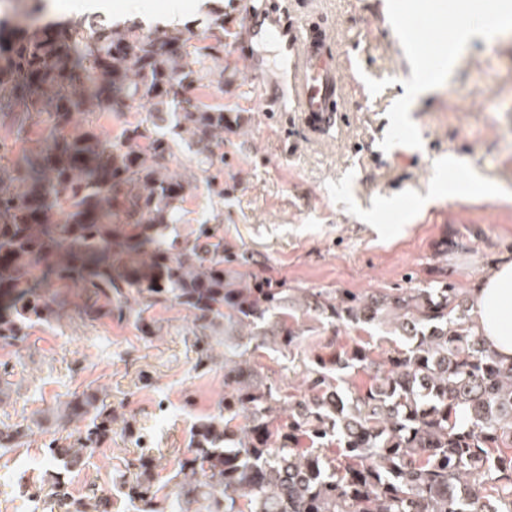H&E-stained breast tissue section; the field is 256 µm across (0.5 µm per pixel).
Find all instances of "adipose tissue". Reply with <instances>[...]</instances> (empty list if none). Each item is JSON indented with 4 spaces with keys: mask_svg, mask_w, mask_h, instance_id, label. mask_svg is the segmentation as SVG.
Returning a JSON list of instances; mask_svg holds the SVG:
<instances>
[{
    "mask_svg": "<svg viewBox=\"0 0 512 512\" xmlns=\"http://www.w3.org/2000/svg\"><path fill=\"white\" fill-rule=\"evenodd\" d=\"M473 321L490 348L512 361V252L495 266L470 293Z\"/></svg>",
    "mask_w": 512,
    "mask_h": 512,
    "instance_id": "ef3b65f1",
    "label": "adipose tissue"
}]
</instances>
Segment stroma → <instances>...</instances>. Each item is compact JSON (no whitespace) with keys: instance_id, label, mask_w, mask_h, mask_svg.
<instances>
[{"instance_id":"stroma-1","label":"stroma","mask_w":512,"mask_h":512,"mask_svg":"<svg viewBox=\"0 0 512 512\" xmlns=\"http://www.w3.org/2000/svg\"><path fill=\"white\" fill-rule=\"evenodd\" d=\"M289 15L325 26L347 54L341 117L328 138L309 134L295 112H268L235 44L237 0H181L180 28L203 35L224 16V86L208 102L237 118L224 136V243L248 280L266 274L292 288L357 293L418 287L445 275L474 288L496 258L512 251V28L493 41H456L449 22L469 25L448 0H287ZM46 22L98 14L121 24L164 20L171 0H47ZM421 52L444 43L446 56L424 92L410 93L415 65L397 47ZM72 297L62 319L35 327L20 354L0 349V420L25 422L27 446L0 458V512H51L31 504L15 476L32 484L45 470L60 401L103 390L137 433L114 431L89 465L70 476L74 492L114 486L125 460L149 455L170 482L190 431L224 395V361L233 359L301 395L304 365L358 343L374 352L401 339L387 325L330 326L296 311L294 357L238 336H211L216 358L197 365L189 314L168 304L151 315L160 331L141 335L132 322H92Z\"/></svg>"}]
</instances>
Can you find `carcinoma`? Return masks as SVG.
Masks as SVG:
<instances>
[{
	"label": "carcinoma",
	"mask_w": 512,
	"mask_h": 512,
	"mask_svg": "<svg viewBox=\"0 0 512 512\" xmlns=\"http://www.w3.org/2000/svg\"><path fill=\"white\" fill-rule=\"evenodd\" d=\"M19 2L0 13V112H13L16 139L42 137L14 170L0 165V347H24L77 294L86 319L117 315L144 335L159 332L155 306L182 307L200 365L214 359L205 338L224 324L293 353L288 285L226 266L217 174L232 124L197 94L224 86L211 65L224 52V15L197 39L99 16L50 34L44 0ZM134 103L147 118L110 139L96 133L100 114ZM183 146L192 167L178 165ZM203 187L211 212L194 235L169 237ZM300 308L333 327L391 325L406 344L311 361L305 393L285 408L273 382L224 359V398L193 427L177 491L158 484L152 457L125 461L133 478L120 485L137 512H512V363L476 332L467 292L444 277L397 294L307 291ZM359 373L367 380L350 387ZM244 409L251 422L235 432ZM118 421L133 434L96 390L59 402L49 487L31 497L45 494L57 512H108L102 488L76 495L65 473L86 466ZM30 431L0 421V455L27 445Z\"/></svg>",
	"instance_id": "obj_1"
}]
</instances>
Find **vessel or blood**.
Listing matches in <instances>:
<instances>
[{
  "mask_svg": "<svg viewBox=\"0 0 512 512\" xmlns=\"http://www.w3.org/2000/svg\"><path fill=\"white\" fill-rule=\"evenodd\" d=\"M241 8L244 31L274 44L275 63L287 89L286 96L272 95L264 83L262 61L253 53H245L247 67L267 108L298 112L320 131L333 130L345 60L331 52L326 29L291 19L282 0H266L261 7L253 0H242Z\"/></svg>",
  "mask_w": 512,
  "mask_h": 512,
  "instance_id": "1",
  "label": "vessel or blood"
}]
</instances>
